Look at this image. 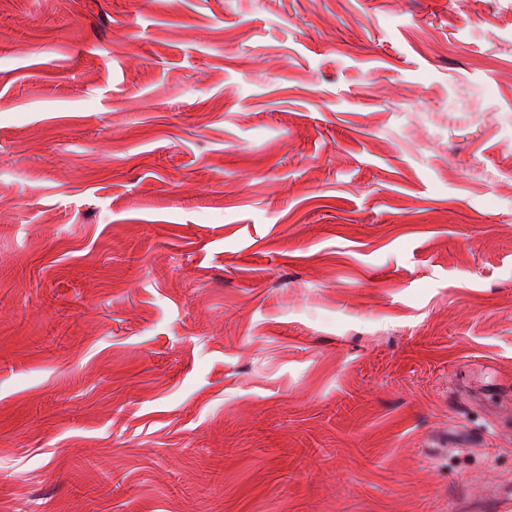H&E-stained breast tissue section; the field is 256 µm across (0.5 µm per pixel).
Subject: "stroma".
<instances>
[{
    "label": "stroma",
    "mask_w": 512,
    "mask_h": 512,
    "mask_svg": "<svg viewBox=\"0 0 512 512\" xmlns=\"http://www.w3.org/2000/svg\"><path fill=\"white\" fill-rule=\"evenodd\" d=\"M508 488L512 0H0V512Z\"/></svg>",
    "instance_id": "obj_1"
}]
</instances>
